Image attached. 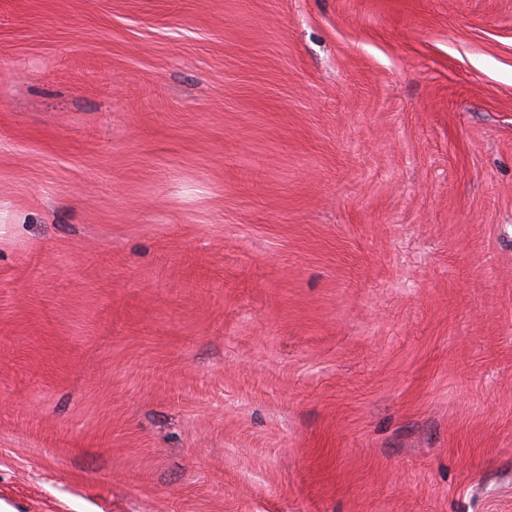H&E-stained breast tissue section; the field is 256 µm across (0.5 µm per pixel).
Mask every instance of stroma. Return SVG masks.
<instances>
[{
	"instance_id": "1",
	"label": "stroma",
	"mask_w": 512,
	"mask_h": 512,
	"mask_svg": "<svg viewBox=\"0 0 512 512\" xmlns=\"http://www.w3.org/2000/svg\"><path fill=\"white\" fill-rule=\"evenodd\" d=\"M0 502L512 512V0H0Z\"/></svg>"
}]
</instances>
